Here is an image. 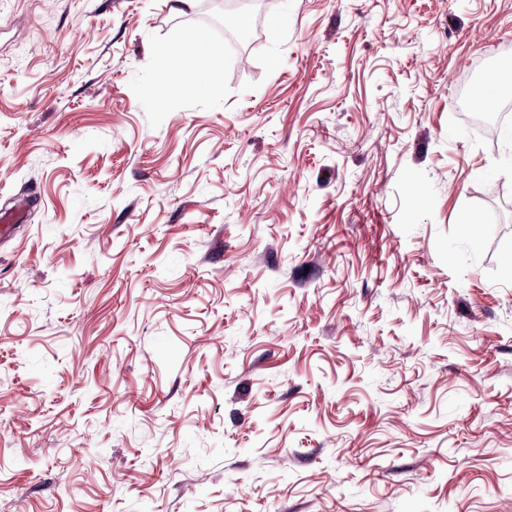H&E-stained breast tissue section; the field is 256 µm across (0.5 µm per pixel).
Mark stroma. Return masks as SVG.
<instances>
[{"label": "stroma", "mask_w": 512, "mask_h": 512, "mask_svg": "<svg viewBox=\"0 0 512 512\" xmlns=\"http://www.w3.org/2000/svg\"><path fill=\"white\" fill-rule=\"evenodd\" d=\"M224 3L0 0V512H512V0ZM185 45L191 49L189 65L196 72L201 85L208 91H214L223 85V66L221 58L201 40L200 34H188Z\"/></svg>", "instance_id": "1"}]
</instances>
